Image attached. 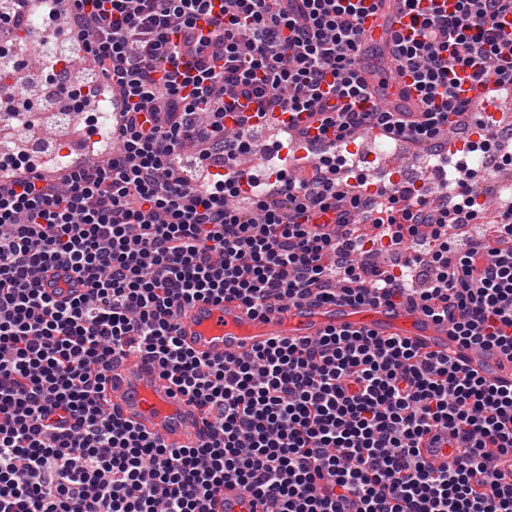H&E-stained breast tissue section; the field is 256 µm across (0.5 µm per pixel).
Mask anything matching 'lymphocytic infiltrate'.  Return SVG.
I'll list each match as a JSON object with an SVG mask.
<instances>
[{
	"label": "lymphocytic infiltrate",
	"instance_id": "obj_1",
	"mask_svg": "<svg viewBox=\"0 0 512 512\" xmlns=\"http://www.w3.org/2000/svg\"><path fill=\"white\" fill-rule=\"evenodd\" d=\"M43 8L77 32L78 59L126 109L105 159L55 177L0 162V512H213L238 486L272 512H512V387L365 330L274 338L242 359L210 360L177 335L185 306L232 296L256 315L291 303L395 299L448 321L468 346L512 356V194L485 221L482 186L419 209L320 176L287 195H246L226 161L249 154L241 100L318 112L338 144L377 128L429 143L468 110L458 70L512 84V0H407L422 21L395 54L425 110L406 123L374 107L355 62L365 0H223L222 28L198 35L220 64L182 68L174 35L213 0H70ZM342 99L336 107L327 95ZM334 212L337 236L315 212ZM66 265L58 302L40 275ZM137 354L205 408L209 430L172 448L107 411L115 358ZM449 445L433 467L419 444Z\"/></svg>",
	"mask_w": 512,
	"mask_h": 512
}]
</instances>
